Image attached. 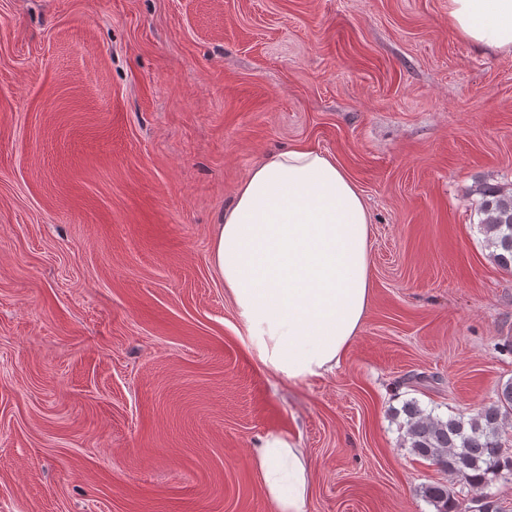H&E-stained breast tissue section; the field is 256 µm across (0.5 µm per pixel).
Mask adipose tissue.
I'll use <instances>...</instances> for the list:
<instances>
[{"mask_svg": "<svg viewBox=\"0 0 512 512\" xmlns=\"http://www.w3.org/2000/svg\"><path fill=\"white\" fill-rule=\"evenodd\" d=\"M448 24L512 52V0H448ZM211 263L259 363L291 383L319 377L339 364L369 307L370 214L335 159L295 145L239 185ZM250 463L276 512H307L310 466L299 443L266 434Z\"/></svg>", "mask_w": 512, "mask_h": 512, "instance_id": "obj_1", "label": "adipose tissue"}]
</instances>
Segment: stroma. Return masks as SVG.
Returning a JSON list of instances; mask_svg holds the SVG:
<instances>
[{
	"mask_svg": "<svg viewBox=\"0 0 512 512\" xmlns=\"http://www.w3.org/2000/svg\"><path fill=\"white\" fill-rule=\"evenodd\" d=\"M305 144L371 215V303L336 369L249 350L210 261L258 163ZM512 54L448 0H0V512H275L250 464L305 448L307 512H436L395 409L512 381ZM478 211L486 242L492 248L494 261L503 269H512V192L496 187L482 190Z\"/></svg>",
	"mask_w": 512,
	"mask_h": 512,
	"instance_id": "1",
	"label": "stroma"
}]
</instances>
